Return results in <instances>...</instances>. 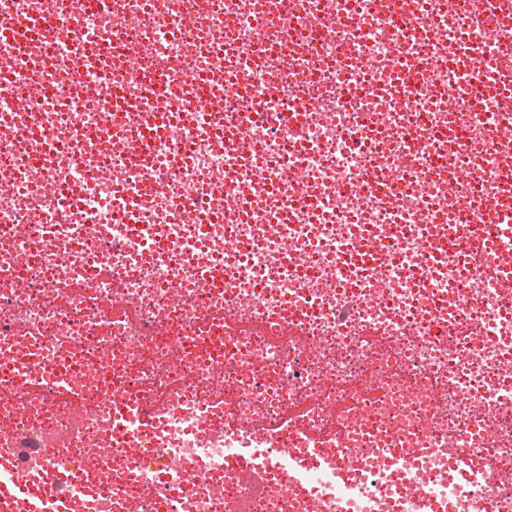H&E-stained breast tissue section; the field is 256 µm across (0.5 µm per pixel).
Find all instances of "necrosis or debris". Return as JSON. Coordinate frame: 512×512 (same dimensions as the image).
Masks as SVG:
<instances>
[{
    "instance_id": "obj_1",
    "label": "necrosis or debris",
    "mask_w": 512,
    "mask_h": 512,
    "mask_svg": "<svg viewBox=\"0 0 512 512\" xmlns=\"http://www.w3.org/2000/svg\"><path fill=\"white\" fill-rule=\"evenodd\" d=\"M509 87L512 0H0V460L82 512H153L167 472L190 512H298L225 471L233 417L434 449L363 500L311 468V512L452 453L456 512L512 508ZM111 420L112 435L117 441L116 447L122 448L126 444L137 445L143 440L139 428L131 426L132 414L125 406H113Z\"/></svg>"
}]
</instances>
